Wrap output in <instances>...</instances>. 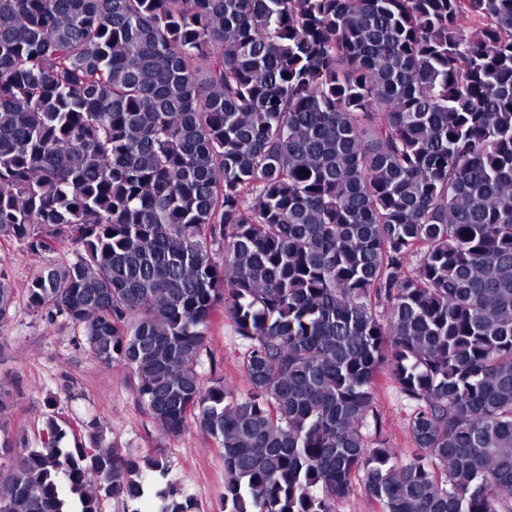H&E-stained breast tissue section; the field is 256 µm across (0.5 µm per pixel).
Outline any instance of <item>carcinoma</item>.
<instances>
[{
    "label": "carcinoma",
    "instance_id": "cac0c4a2",
    "mask_svg": "<svg viewBox=\"0 0 512 512\" xmlns=\"http://www.w3.org/2000/svg\"><path fill=\"white\" fill-rule=\"evenodd\" d=\"M0 241L76 246L29 307L221 449V512H512V0H0ZM219 314L239 398L198 370ZM64 435L0 442V512L168 472ZM376 406L381 415L379 439L385 440L397 456L405 458L414 448L407 437V416L410 409L405 401L394 396L388 380L379 379Z\"/></svg>",
    "mask_w": 512,
    "mask_h": 512
}]
</instances>
